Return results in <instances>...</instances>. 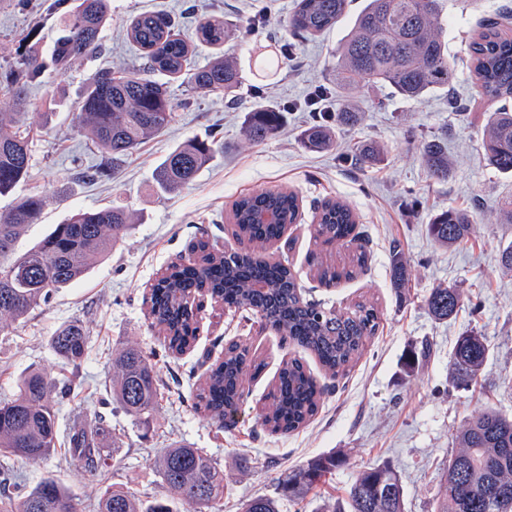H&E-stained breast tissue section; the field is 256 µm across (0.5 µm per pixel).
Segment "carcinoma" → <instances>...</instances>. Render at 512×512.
<instances>
[{"label":"carcinoma","instance_id":"cac0c4a2","mask_svg":"<svg viewBox=\"0 0 512 512\" xmlns=\"http://www.w3.org/2000/svg\"><path fill=\"white\" fill-rule=\"evenodd\" d=\"M347 0H297L288 17L290 30L300 36L317 35L335 27L347 12ZM109 0H79L65 13L63 34L51 50V64L66 71L71 63L101 47V31L109 16ZM441 0H366L354 25L336 49V111L311 123L301 135L311 151L333 145L337 133L356 124L360 113L352 105L354 94L367 86L388 87L396 95L419 99L448 91L455 80L444 37ZM199 39L210 45L224 42L221 23L206 22ZM128 37L144 51L148 67L127 69L115 75L99 70L86 85L79 124L99 147L117 162L148 137L164 131L174 120L176 104L166 83L156 78H185L196 91L224 94L236 101L240 75L236 66L216 56L201 67H188L190 44L171 33L168 22L155 14H141L131 24ZM478 92L491 100L512 98V35L496 22L487 23L469 42ZM46 63L42 52L30 47L18 54L5 81L11 86L16 112L0 111V198L10 196L29 177L33 143L19 125V109L26 105L23 85L40 77ZM281 124V113L261 105L248 112L243 123L245 140L269 139ZM212 145L194 139L176 146L157 171V182L166 192L193 183L211 157ZM377 144L364 146L355 155L363 166L381 159ZM422 156L433 176L448 177L450 164L443 143H424ZM483 158L501 174L512 175V110L502 106L489 114L483 141ZM43 208L38 196L15 200L0 210V329L25 318L57 288L85 276L94 260L112 250L113 242L131 225L129 213L109 206L80 211L64 224L55 225L31 249L16 254L17 238L29 224L37 223ZM299 214L297 196L286 191L265 190L240 198L231 211L232 235L244 245L235 254H219L199 240L187 263L165 272L151 292L154 326L176 353L189 349L196 332V295L203 291L229 306H245L278 329L289 341L311 351L325 373L334 380L344 374L363 352L379 326V311L361 302L346 314L323 310L303 301L295 277L280 261H269L257 252L280 238ZM316 238L324 245L356 238V217L340 201L327 200L319 208ZM474 230L473 218L449 209L435 216L430 231L435 243L453 247L466 241ZM319 282L331 286L351 279L366 268V253L351 251L341 262L323 252L311 254ZM409 281L407 267L393 256L391 285L400 289ZM462 295L452 285L431 289L425 299L436 321L455 316ZM83 325L73 321L61 326L51 344L64 363L77 366L87 349ZM489 353L486 337H458L449 365L453 386L468 389L477 384ZM115 375L110 393L126 413L141 416L157 403V381L149 357L136 347L121 349L113 360ZM261 364L249 350L232 343L224 361L212 368L197 394V406L219 427L228 425L225 412L243 396L247 371L258 373ZM57 382L39 370H30L18 381V394L0 400V453L18 458L51 455L57 443V408L52 394ZM324 388L302 363L293 359L281 368L263 408V424L275 433L303 427L318 412ZM99 425L69 429L73 455L94 466L100 459ZM456 449L441 478L436 512H512V418L492 408L466 420L457 433ZM343 459L322 455L283 479V491L300 496L330 474ZM162 480L173 493L170 499L141 503L123 487H107L98 512H179L176 504L206 505L224 495V471L197 448L177 444L159 458ZM0 512H77L75 495L57 477L48 475L29 492L0 499ZM241 512H279L278 502L265 495L249 498ZM323 512H404L403 486L394 468L378 464L359 471L343 500Z\"/></svg>","mask_w":512,"mask_h":512}]
</instances>
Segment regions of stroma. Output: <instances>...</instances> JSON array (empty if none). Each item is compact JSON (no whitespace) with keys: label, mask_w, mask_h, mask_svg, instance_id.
I'll return each instance as SVG.
<instances>
[{"label":"stroma","mask_w":512,"mask_h":512,"mask_svg":"<svg viewBox=\"0 0 512 512\" xmlns=\"http://www.w3.org/2000/svg\"><path fill=\"white\" fill-rule=\"evenodd\" d=\"M295 3L112 0L102 29L103 53L83 58L64 74L47 69L27 86L21 121L34 138L33 167L15 195H37L44 204L38 222L17 240L16 252L28 250L80 209L119 206L130 213L132 224L80 282L57 289L26 319L0 331V398L16 395L18 379L29 369L70 383L59 430L98 418L105 428L101 461L89 470L64 446L46 458L0 456V469L12 472L0 484V494L20 496L52 474L74 490L79 512H95L111 485L148 502L168 494L157 473L159 456L173 444L186 443L224 472V497L217 506L193 505L189 512H240L255 495L278 497L280 512H316L323 500L344 496L358 470L382 463L391 464L401 478L405 512H435L456 431L483 407L512 415V275L498 264L500 250L512 243V224L501 223L499 214L502 198L512 195V177L482 158L487 114L497 104L475 93L467 50L482 21H501L512 32V19L501 18L512 0H447L445 35L456 72L451 92L407 100L385 87L362 89L356 94L360 123L341 131L334 149L320 153L301 143L313 119L304 100L315 88L332 84L335 50L364 0H352L333 29L307 38L288 28ZM144 12L170 20L173 32L189 42L193 65H206L218 53L232 58L241 75L237 101L230 105L221 96L169 81L178 105L174 122L90 181L83 171L104 157L78 126L83 88L100 69L144 66L127 37L132 20ZM64 14L55 0H29L24 7L0 0V72L25 47L50 54ZM207 19L227 23L229 35L221 47L197 38L199 24ZM259 101L281 110L283 122L272 139L252 144L242 135V123ZM194 138L211 142L208 164L192 184L174 193L163 191L156 182L159 165L177 145ZM432 138L448 148L447 178L430 176L423 165L419 145ZM361 141L383 144L381 162L366 167L351 162L349 150ZM263 189L299 197L298 223L262 255L288 262L302 299L335 313L370 300L380 311L379 329L365 352L324 394L312 420L290 434L267 430L260 409L288 359L300 360L322 377L309 351L289 345L277 330L261 328L250 310L209 306L199 317L191 348L174 354L149 317L150 286L158 274L185 261L191 244L201 238L221 251L237 249V240L226 230L232 205ZM326 200L354 209L356 231L368 252L364 274L329 287L319 284L309 263L310 253L321 248L314 209ZM451 207L470 211L474 235L448 250L432 240L427 226L436 213ZM396 250L410 274V286L401 294L390 283ZM440 284L457 285L466 298L457 316L441 323L424 306L429 290ZM72 320L83 322L89 338L77 367L63 364L51 348L52 336ZM467 331L482 334L489 343L480 383L469 391L448 381L456 338ZM232 341L247 345L262 370L247 379L236 420L222 429L196 410V393ZM125 344L150 356L158 380L159 400L140 418L126 414L110 396L112 355ZM330 453L344 462L324 485L300 502L283 496L285 474Z\"/></svg>","instance_id":"35a3bbf8"}]
</instances>
